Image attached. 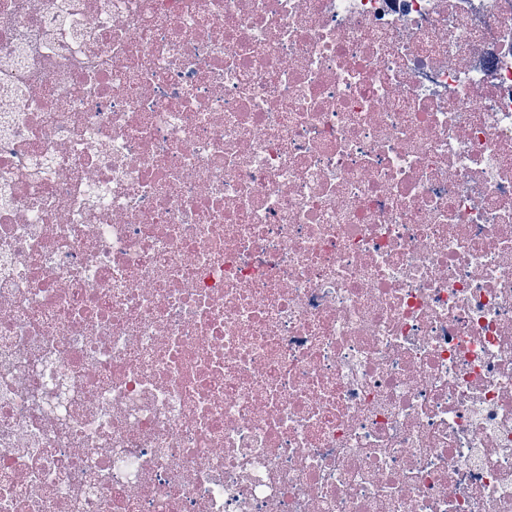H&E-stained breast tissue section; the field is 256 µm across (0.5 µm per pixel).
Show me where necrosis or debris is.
I'll return each mask as SVG.
<instances>
[{
	"label": "necrosis or debris",
	"mask_w": 512,
	"mask_h": 512,
	"mask_svg": "<svg viewBox=\"0 0 512 512\" xmlns=\"http://www.w3.org/2000/svg\"><path fill=\"white\" fill-rule=\"evenodd\" d=\"M0 512H512V0H0Z\"/></svg>",
	"instance_id": "1"
}]
</instances>
